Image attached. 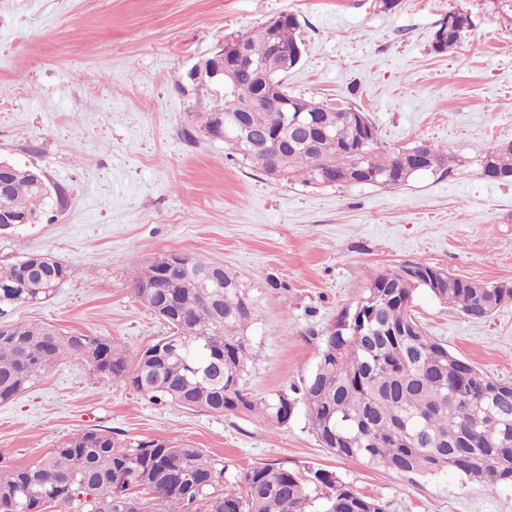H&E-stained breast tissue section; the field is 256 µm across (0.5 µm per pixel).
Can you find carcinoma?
I'll use <instances>...</instances> for the list:
<instances>
[{"label": "carcinoma", "instance_id": "cac0c4a2", "mask_svg": "<svg viewBox=\"0 0 512 512\" xmlns=\"http://www.w3.org/2000/svg\"><path fill=\"white\" fill-rule=\"evenodd\" d=\"M293 14L276 17L224 41V67L236 70V93L224 102L259 105L240 112L256 121L277 146L226 141L241 167L259 170L273 187L298 182L313 187L399 188L424 173L450 172L454 156L429 139L398 151L386 149L375 124L357 107L330 106L288 91L286 68L236 69L239 55L255 63L276 49L302 46ZM471 18L448 12L433 48L459 46ZM214 86L201 81L202 131L215 124ZM318 117L331 138L312 131L288 138L282 102ZM422 147L427 168L407 166L406 152ZM483 174L512 180V143L490 148ZM11 188L0 191V220L41 222L63 203L47 195L35 167L13 166ZM27 257L0 264V311L37 305L71 277L58 260L42 272L22 274ZM163 269L151 288L147 271ZM420 276L407 280L403 272ZM428 263L374 269L357 295L320 334L318 360L294 395L258 398L243 378L251 358L250 330L259 317L251 282L224 265L183 252L163 253L138 269L134 295L167 327L166 335L133 353L111 339L49 323H0V402L35 385L61 360L88 364L94 372L129 385L153 402H170L216 416L255 418L276 431L304 404L309 424L332 454L382 467L398 475L451 473L474 484L512 486V383H504L460 358L430 336L411 310L425 289L473 322L512 300V284L471 281ZM385 512L326 469H291L262 463L231 472L201 449L172 437L121 438L91 428L61 439L38 461L0 468V512Z\"/></svg>", "mask_w": 512, "mask_h": 512}]
</instances>
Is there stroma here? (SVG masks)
I'll list each match as a JSON object with an SVG mask.
<instances>
[{
  "instance_id": "obj_1",
  "label": "stroma",
  "mask_w": 512,
  "mask_h": 512,
  "mask_svg": "<svg viewBox=\"0 0 512 512\" xmlns=\"http://www.w3.org/2000/svg\"><path fill=\"white\" fill-rule=\"evenodd\" d=\"M463 10L457 48L434 52L439 21ZM295 15L304 42L288 88L360 107L392 150L419 138L456 157L408 185L271 187L201 129L187 77L226 39ZM512 142V0H0V159L41 169L65 193L49 221L0 231V263L44 253L70 265L48 300L7 321L53 323L134 351L166 332L134 295L159 254L199 253L261 298L246 383L257 396L300 385L317 332L370 269L422 262L464 279L512 283V181L484 177ZM412 311L450 351L512 382V300L481 322L420 290ZM176 437L240 472L261 463L336 473L387 512H512V488L444 474L406 477L322 447L304 406L269 433L253 420L153 403L87 364L65 361L0 403V467L39 460L66 435Z\"/></svg>"
}]
</instances>
